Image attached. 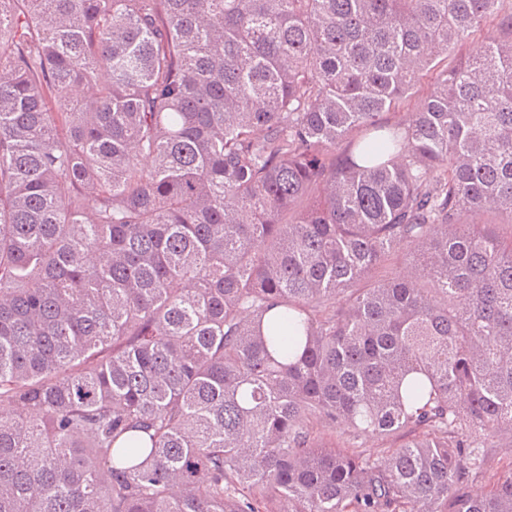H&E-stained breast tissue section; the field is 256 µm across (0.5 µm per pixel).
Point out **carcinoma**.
I'll use <instances>...</instances> for the list:
<instances>
[{
  "label": "carcinoma",
  "instance_id": "carcinoma-1",
  "mask_svg": "<svg viewBox=\"0 0 512 512\" xmlns=\"http://www.w3.org/2000/svg\"><path fill=\"white\" fill-rule=\"evenodd\" d=\"M504 437L512 0H0V512H512Z\"/></svg>",
  "mask_w": 512,
  "mask_h": 512
}]
</instances>
